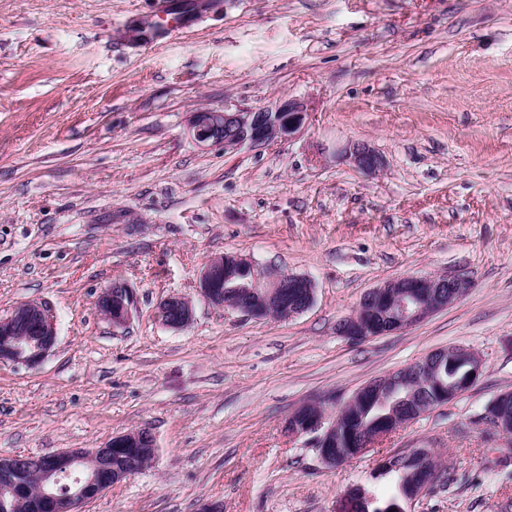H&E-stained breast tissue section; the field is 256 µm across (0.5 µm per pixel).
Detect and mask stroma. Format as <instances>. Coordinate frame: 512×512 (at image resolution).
I'll use <instances>...</instances> for the list:
<instances>
[{
    "mask_svg": "<svg viewBox=\"0 0 512 512\" xmlns=\"http://www.w3.org/2000/svg\"><path fill=\"white\" fill-rule=\"evenodd\" d=\"M0 0V317L44 305L57 342L38 367L0 364V456L98 448L149 431L150 467L82 512H349L384 495L383 457L433 449L446 485L405 512H512V439L482 416L512 391V0ZM311 107L294 138L228 153L193 113ZM380 160L365 171L353 144ZM239 255L310 278L288 320L199 293ZM464 273L467 294L402 331L352 341L363 295L406 276ZM134 294L128 323L100 312ZM188 298L180 329L158 320ZM485 361L453 402L336 466L285 423L347 401L430 352ZM170 0H155L153 7L157 16L164 21L165 31L170 34L175 31L187 29L189 21H184L177 13L171 11ZM133 305L132 292L119 283L105 289L99 299L101 312L115 326H123L129 321ZM168 312H175L179 319L172 321L167 318ZM193 316L191 303L181 296H170L162 301L158 307V318L167 327L182 328L187 325Z\"/></svg>",
    "mask_w": 512,
    "mask_h": 512,
    "instance_id": "35a3bbf8",
    "label": "stroma"
}]
</instances>
